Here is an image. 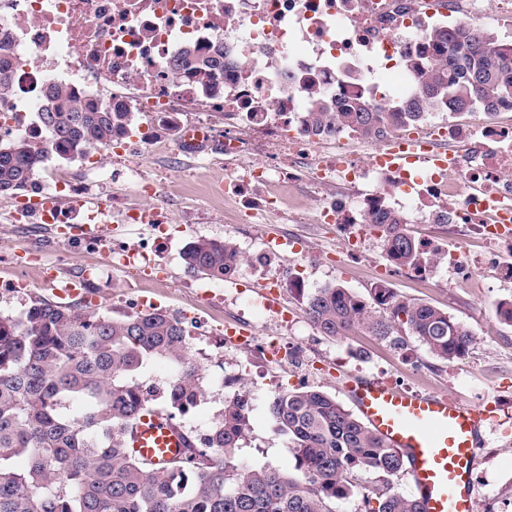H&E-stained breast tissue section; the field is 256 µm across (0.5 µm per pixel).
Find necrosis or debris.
Here are the masks:
<instances>
[{"instance_id": "necrosis-or-debris-1", "label": "necrosis or debris", "mask_w": 512, "mask_h": 512, "mask_svg": "<svg viewBox=\"0 0 512 512\" xmlns=\"http://www.w3.org/2000/svg\"><path fill=\"white\" fill-rule=\"evenodd\" d=\"M486 21L512 29V0H0V68L12 87L0 98V136L42 137L26 117L40 111L52 83L171 123L177 105L203 94L195 77L171 76L165 61L188 44L220 51L223 89L207 99L224 115L225 156L249 152L246 128L269 147L267 162L227 169L233 194L307 186L315 223L343 225L352 255L372 232L384 190L417 224L427 219L426 202L438 201L449 223L470 225L489 243L485 263L510 275L503 257L512 252V123L473 126L449 113L420 140L454 148L455 166L421 156L402 170L359 159L353 133L343 129L328 154H316L317 139L303 124L310 86L336 106L354 96L376 106L403 101L416 89L403 60L424 51L430 30ZM133 84L145 94H127ZM40 177L51 196L72 200L55 223H106L65 175L44 168ZM366 183L377 193H361Z\"/></svg>"}]
</instances>
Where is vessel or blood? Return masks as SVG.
<instances>
[{
  "label": "vessel or blood",
  "mask_w": 512,
  "mask_h": 512,
  "mask_svg": "<svg viewBox=\"0 0 512 512\" xmlns=\"http://www.w3.org/2000/svg\"><path fill=\"white\" fill-rule=\"evenodd\" d=\"M351 397L375 435L403 451L422 512H475L478 450L499 406L406 392L386 381L352 380ZM126 445L158 464L183 457L185 433L162 414L142 417Z\"/></svg>",
  "instance_id": "1"
}]
</instances>
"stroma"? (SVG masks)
Wrapping results in <instances>:
<instances>
[{
    "instance_id": "1",
    "label": "stroma",
    "mask_w": 512,
    "mask_h": 512,
    "mask_svg": "<svg viewBox=\"0 0 512 512\" xmlns=\"http://www.w3.org/2000/svg\"><path fill=\"white\" fill-rule=\"evenodd\" d=\"M140 133L160 137L161 146L148 147L141 174L164 186L161 198H147L127 176L111 178L118 168V155L105 157L106 177L87 171L79 159L50 157L46 165L68 173L83 188L89 200H111L119 196L121 208H159L172 223V235L160 256L157 269L106 271L92 278L87 286L90 308L114 317L128 314L130 305L161 309L173 314L195 313L209 328L208 335L191 334V352L206 375L209 385L205 400L186 417L187 430L206 429L224 405L226 393L218 380L226 374L246 375L242 388L253 402L251 429L233 463L240 468L270 465L293 470L295 457L288 437L279 431L267 410L276 391L316 388L341 403L354 404L343 387L346 374L392 381L401 387L423 393H436L473 403L497 400L500 422L494 423L486 444L478 453L476 481L477 512H512V326L499 323L496 308L512 300V280L503 278L491 265L476 264L468 284L455 279L447 265L436 266L427 279L413 270L396 268L386 259L379 235L362 244V258L352 262L343 255L344 240L335 226L302 222L290 223L289 205L277 213L253 222L240 220L247 204L241 198L224 194V153L220 150L188 152L181 148L178 129H166L145 114H137ZM13 198L0 195V250L16 251L29 257L26 270L0 263V311L19 314L35 298L53 299L51 286L41 276L45 265L58 264L61 279L80 277L90 258L85 240L72 239V226L64 236L50 233L42 224H19L13 216ZM121 209H110V221L98 235L105 264L113 246L137 245L152 239L151 224H126ZM292 239L294 248L268 247V231ZM231 238L245 254L237 287L187 273L182 252L188 242L198 238ZM24 287H16V280ZM338 284L368 297L376 286L438 306L473 333L468 355L443 363L427 353L415 340L405 348L358 333L333 339L323 336L306 314V301L314 289ZM275 286L277 310L258 306ZM256 324L260 333L282 344L301 346L300 361H265L246 356L234 344L225 342L226 327L238 320Z\"/></svg>"
}]
</instances>
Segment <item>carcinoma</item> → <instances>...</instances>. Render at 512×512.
Wrapping results in <instances>:
<instances>
[{
  "instance_id": "carcinoma-1",
  "label": "carcinoma",
  "mask_w": 512,
  "mask_h": 512,
  "mask_svg": "<svg viewBox=\"0 0 512 512\" xmlns=\"http://www.w3.org/2000/svg\"><path fill=\"white\" fill-rule=\"evenodd\" d=\"M427 45L426 57L405 61L418 87L397 109L354 98L334 112L327 95L313 88L307 129L322 137L339 126L379 141L432 111L495 112L512 103V42L485 27L460 25L430 31ZM165 66L172 75L201 80L208 96L224 58L188 44ZM38 123L43 142L0 139V194L33 186L51 154L68 160L82 148L112 145L134 126L135 115L52 84ZM376 219L387 259L397 267L419 265L408 216L386 208ZM182 259L188 271L222 280L242 255L230 240L198 238ZM374 301L379 314L349 289L329 284L308 297L306 313L330 338L362 332L402 345L404 330L441 361L468 353L471 330L441 308L386 288L376 290ZM188 336L183 318L161 310L112 318L38 299L17 316L0 314V512H334L336 502L358 496L363 512H421L415 498L395 489L394 478L406 471L403 452L315 388L279 391L268 403L294 449L293 473L231 464L253 411L243 394L224 402L206 434L186 435L185 457L151 466L133 456L124 430L153 411L157 387L140 380L152 362L173 368L163 395L169 420L205 397ZM79 403L87 410L75 416L71 408Z\"/></svg>"
}]
</instances>
